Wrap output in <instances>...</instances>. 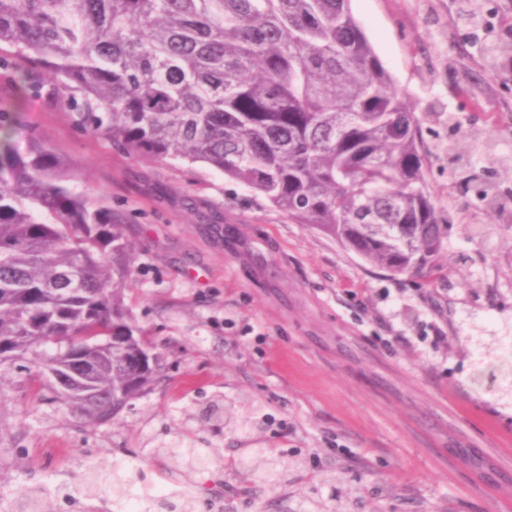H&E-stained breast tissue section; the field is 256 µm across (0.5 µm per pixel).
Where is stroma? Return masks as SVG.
<instances>
[{"label": "stroma", "mask_w": 512, "mask_h": 512, "mask_svg": "<svg viewBox=\"0 0 512 512\" xmlns=\"http://www.w3.org/2000/svg\"><path fill=\"white\" fill-rule=\"evenodd\" d=\"M350 8L421 119L448 226L428 274L390 276L209 166L132 159L0 66L18 147L48 145L74 192L122 216L125 303L164 365L104 425L1 369L0 500L41 486L51 512H101L85 472L122 463L187 487L196 512H512V55L486 52L512 42V0ZM201 440L204 470L162 452ZM249 448L284 461L276 485L242 474Z\"/></svg>", "instance_id": "1"}]
</instances>
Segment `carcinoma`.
I'll return each instance as SVG.
<instances>
[{
    "mask_svg": "<svg viewBox=\"0 0 512 512\" xmlns=\"http://www.w3.org/2000/svg\"><path fill=\"white\" fill-rule=\"evenodd\" d=\"M350 0H0V58L25 62L51 102L133 158L219 170L390 275L439 263L445 228L427 188L420 119L354 19ZM134 251L112 209L74 192L57 155L0 136V346L92 423L113 422L161 378L131 322ZM163 452L189 469L200 449ZM259 481L281 461L251 448ZM143 512H194L186 489ZM83 491L130 479L89 469Z\"/></svg>",
    "mask_w": 512,
    "mask_h": 512,
    "instance_id": "1",
    "label": "carcinoma"
}]
</instances>
